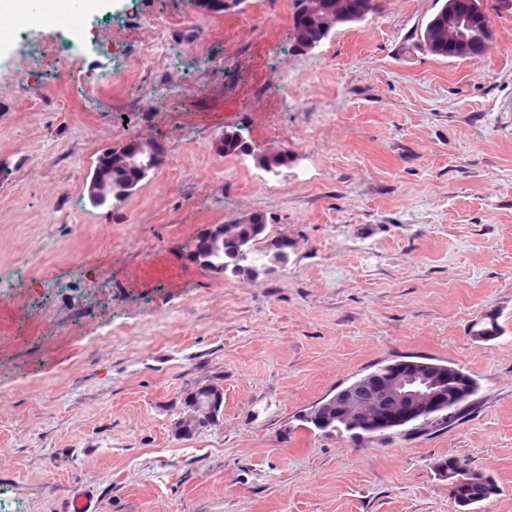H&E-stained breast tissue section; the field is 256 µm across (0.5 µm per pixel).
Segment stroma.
<instances>
[{
	"instance_id": "35a3bbf8",
	"label": "stroma",
	"mask_w": 512,
	"mask_h": 512,
	"mask_svg": "<svg viewBox=\"0 0 512 512\" xmlns=\"http://www.w3.org/2000/svg\"><path fill=\"white\" fill-rule=\"evenodd\" d=\"M44 2L0 18V512H66L77 488L100 512H458L451 458L496 481L480 512H512V13L457 60L417 45L438 0H376L308 53L293 0H55L49 25ZM51 30L81 54L42 52ZM234 126L252 155L217 150ZM151 136L154 175L91 208L99 153ZM267 151L288 152L279 174ZM252 213L286 263L195 261ZM490 313L501 335L474 338ZM407 355L478 379L461 419L379 444L302 428ZM207 385L223 417L178 436ZM333 395L329 394L326 397L319 400L318 402H316L315 404L311 405L309 408L305 409L304 413H301L299 415L298 421L302 423L301 425L304 428L308 430L315 429L324 435H329L333 433H347L353 438H359L353 434L354 431H350L347 428L344 422L336 423V417L329 427H325V425L318 423V421L325 418V412L328 408L326 404L331 403L330 399L333 397Z\"/></svg>"
}]
</instances>
